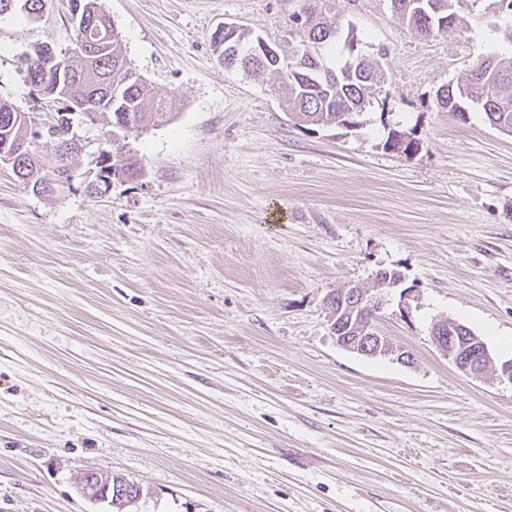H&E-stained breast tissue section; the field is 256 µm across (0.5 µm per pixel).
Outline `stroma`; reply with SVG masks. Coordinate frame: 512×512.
Listing matches in <instances>:
<instances>
[{
    "label": "stroma",
    "mask_w": 512,
    "mask_h": 512,
    "mask_svg": "<svg viewBox=\"0 0 512 512\" xmlns=\"http://www.w3.org/2000/svg\"><path fill=\"white\" fill-rule=\"evenodd\" d=\"M101 2L176 115L113 152L143 172L103 197L0 168V512H105L89 471L141 486L137 512H512V135L436 99L512 52L496 0L430 39L334 0L337 61L386 53L350 132L296 125L286 85L212 45L237 23L290 56L295 0ZM74 38L69 0L0 16V99L45 112L18 60ZM382 270L374 325L409 366L331 333L328 295ZM444 319L487 344L480 377L436 348Z\"/></svg>",
    "instance_id": "1"
}]
</instances>
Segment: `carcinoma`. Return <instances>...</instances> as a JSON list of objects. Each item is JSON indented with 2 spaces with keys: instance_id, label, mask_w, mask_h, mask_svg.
I'll return each mask as SVG.
<instances>
[{
  "instance_id": "cac0c4a2",
  "label": "carcinoma",
  "mask_w": 512,
  "mask_h": 512,
  "mask_svg": "<svg viewBox=\"0 0 512 512\" xmlns=\"http://www.w3.org/2000/svg\"><path fill=\"white\" fill-rule=\"evenodd\" d=\"M309 0H299L297 10L290 15L291 31L301 37V44L292 57L280 62H258L245 48L256 39L251 30L243 27L215 30L211 39L220 48L219 56L230 44L242 42L244 47L224 66L240 67L258 76H284L290 95L288 113L298 118L300 126L348 129L357 125L356 118L371 104L373 86L378 79L379 61L368 60L366 65L344 63L332 68L326 65L321 48L336 43L340 24L332 16V0H323L324 7L314 17L306 16ZM438 0H390L392 10L406 25L420 36L430 30H440L444 19L455 24L460 20L456 11L458 0H444L447 10L436 12ZM70 11L79 12L85 19L74 27L75 42L89 44L88 54L77 56L67 52L56 53L50 62L46 45H38L26 54L23 68L27 81L42 96L61 103L58 111H68L76 104L96 113L101 122L111 127L112 135L126 138L152 126H161L174 116L173 99H159L146 103L148 86L142 78L127 79L131 67L126 49L109 15L98 0H70ZM475 102L489 124L512 133V56L489 57L478 63L466 80L457 86L446 85L438 94L440 106L456 112L459 105ZM34 139L25 113L0 100V144ZM385 146L408 154L417 143L402 141L398 131L388 132ZM54 166V154L32 152L25 161L22 183L37 186L44 181Z\"/></svg>"
}]
</instances>
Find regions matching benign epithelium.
Listing matches in <instances>:
<instances>
[{
  "mask_svg": "<svg viewBox=\"0 0 512 512\" xmlns=\"http://www.w3.org/2000/svg\"><path fill=\"white\" fill-rule=\"evenodd\" d=\"M93 118L94 113L83 112L61 129L53 112H47L42 117H28L35 132L34 142L21 145L15 143L10 148L1 150L0 166L18 168V155L31 151L33 143L40 141L52 143L57 153L68 155L87 140V130ZM91 165L93 168L82 175L70 167H60L57 183L65 181L72 184L80 177L86 179L93 175V185L98 195L108 193L112 188L110 173L101 170L102 164L98 163L96 157ZM376 279L379 292L375 294L355 286L328 297L332 333L336 343L345 350L367 357H391L403 364H409L411 353L380 335L372 325L376 313L384 306V289L398 285L399 276L383 270L376 275ZM432 339L441 354L467 376L478 377L485 367L492 364L486 343L465 326L452 321L436 322L432 326ZM79 491L82 496L95 503L106 504L113 512H129V508L137 503L135 499L128 502L124 498L112 501V474L109 472H97L92 479H81Z\"/></svg>",
  "mask_w": 512,
  "mask_h": 512,
  "instance_id": "obj_1",
  "label": "benign epithelium"
}]
</instances>
